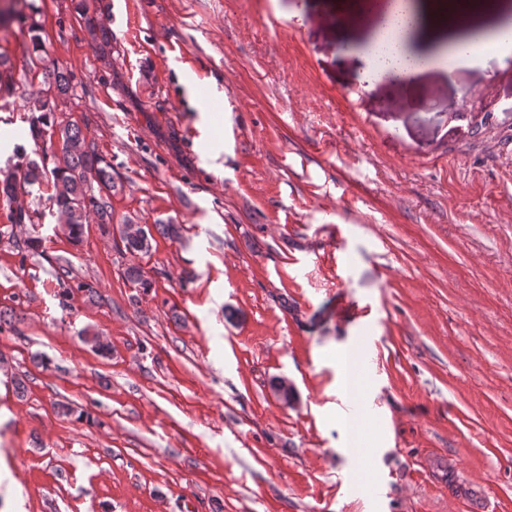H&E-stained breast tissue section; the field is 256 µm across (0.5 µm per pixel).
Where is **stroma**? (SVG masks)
<instances>
[{
  "mask_svg": "<svg viewBox=\"0 0 512 512\" xmlns=\"http://www.w3.org/2000/svg\"><path fill=\"white\" fill-rule=\"evenodd\" d=\"M419 2L413 106L359 69L386 0H27L0 29L18 83L72 74L55 116L111 161L114 224L183 227L0 237V512H512V56L440 59L512 0ZM28 111L0 104V168ZM123 233L129 237H142L143 238H124L120 235V226H119V240L122 244V250L130 254H138L145 253L147 254L151 249V240H153V234L151 229L148 227L147 231L145 230V226L142 224H126L123 226Z\"/></svg>",
  "mask_w": 512,
  "mask_h": 512,
  "instance_id": "35a3bbf8",
  "label": "stroma"
}]
</instances>
